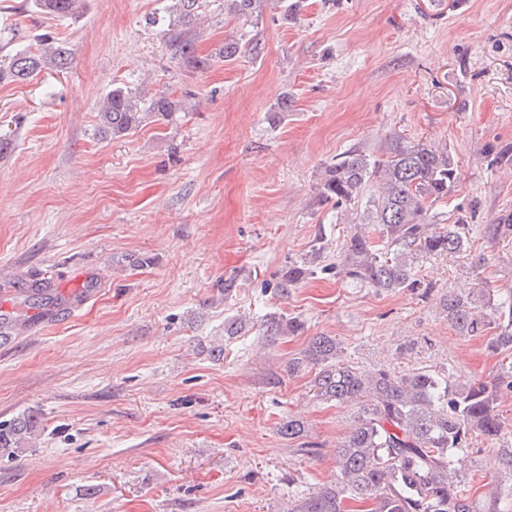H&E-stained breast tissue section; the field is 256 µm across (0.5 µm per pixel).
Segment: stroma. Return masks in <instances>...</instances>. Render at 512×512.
<instances>
[{"mask_svg": "<svg viewBox=\"0 0 512 512\" xmlns=\"http://www.w3.org/2000/svg\"><path fill=\"white\" fill-rule=\"evenodd\" d=\"M165 7L83 0L60 20L0 0V57L45 32L73 53L65 71L0 84V311L29 322L0 345V421L41 422L29 448L0 457V512H289L336 480L352 414L314 398L311 373L289 375L312 337L338 338L359 369L425 368L457 388L493 383L512 360L436 303L451 288L480 304L512 291V240L485 231L512 212V0H262L252 23L203 0L198 53L241 47L204 71L172 60L154 23ZM117 83L185 108L101 138ZM395 134L452 153L460 181L427 220L470 216L467 250L420 258L415 288L331 273L277 295L290 261L319 239L336 262L349 232V212L314 202L325 168ZM36 281L94 292L48 318L24 292ZM273 312L303 330L265 341ZM233 317L247 324L229 338ZM291 417L305 440L281 436ZM505 448L512 433L474 439L456 466L476 505L497 486L512 512Z\"/></svg>", "mask_w": 512, "mask_h": 512, "instance_id": "obj_1", "label": "stroma"}]
</instances>
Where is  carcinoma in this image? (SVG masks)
<instances>
[{"label": "carcinoma", "mask_w": 512, "mask_h": 512, "mask_svg": "<svg viewBox=\"0 0 512 512\" xmlns=\"http://www.w3.org/2000/svg\"><path fill=\"white\" fill-rule=\"evenodd\" d=\"M259 0H224V12L246 22L257 14ZM40 12L73 18L82 0H34ZM201 0H169L161 34L172 58L188 68L205 70L215 60L234 61L239 44L228 41L207 56L196 53L195 38ZM35 50L22 49L0 60V83L25 81L44 69L63 71L72 52L63 41L45 33ZM182 102L165 94L149 95L115 85L97 112L99 131L120 138L144 119L170 122ZM459 182L458 165L446 147L394 135L374 156L349 150L325 168L317 184L321 205L345 207L356 223L341 247L340 263L321 264L324 245L315 243L306 257L282 269L275 283L286 297L305 279L336 271L360 287L396 291L417 287L414 263L421 255H448L469 244V224L461 215L448 225L427 223V212ZM494 238L512 236V213L488 225ZM438 305L450 327L462 336H483L493 329L486 347L493 353L512 350V294L478 306L470 293L452 289ZM20 320L0 313V343L11 339ZM303 323L270 313L263 336L295 335ZM342 345L334 336H315L288 373L315 371L314 396L353 407L349 430L337 448L336 483L298 501L291 512H354L346 503H363L360 512H477L467 496L463 477L452 467V455L470 446L473 436L497 441L505 421L498 411L501 398L512 393V364L501 365L495 386L474 383L456 389L430 370L396 373L387 367L363 371L341 359ZM39 419L22 414L0 423V455L23 452L37 431Z\"/></svg>", "instance_id": "obj_1"}]
</instances>
